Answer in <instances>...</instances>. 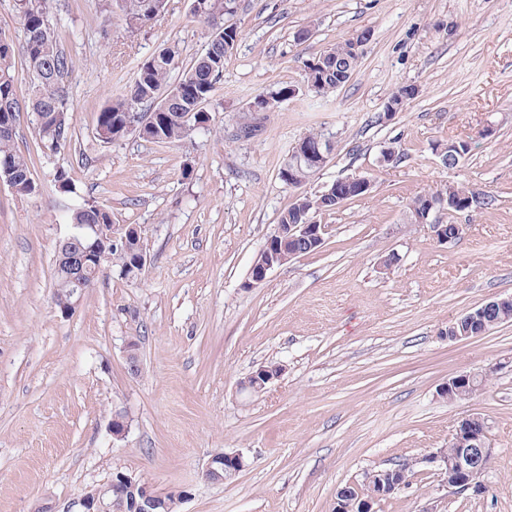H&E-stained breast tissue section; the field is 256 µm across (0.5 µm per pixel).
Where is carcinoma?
<instances>
[{
  "label": "carcinoma",
  "mask_w": 512,
  "mask_h": 512,
  "mask_svg": "<svg viewBox=\"0 0 512 512\" xmlns=\"http://www.w3.org/2000/svg\"><path fill=\"white\" fill-rule=\"evenodd\" d=\"M122 17L126 29L138 31L149 26L164 10L166 0H109ZM192 12L212 26V33L204 51L193 63L181 67V51L173 44L160 49L145 60L134 80L121 94L106 103L97 116V127L103 140L112 142L125 137L126 125L133 113L146 111L149 116L143 125L145 139L166 143L180 141L190 135L172 112H200L203 121H210L207 105L214 85L224 70V61L231 50L224 48V30L238 31L231 22L236 0H194ZM16 20L24 41L22 53L33 77L28 107L41 118L38 135L45 153L55 154L72 141L69 112L73 111L70 96L74 62L60 44L50 16L49 0H18ZM15 56L13 41L0 35V124L16 125L19 117V99L10 74ZM306 84L316 83V94L336 89V73L322 76L315 69L305 70ZM288 98V87L254 101L260 111L271 112L277 103ZM16 132L0 135V174L11 175L12 186L18 195H30L35 189L32 179V160L17 150ZM434 198L452 199L447 207L448 224H454L457 207L472 203L481 209L490 205L486 196L475 198V193L449 185L430 193ZM69 224H110L112 213L90 201L77 206L67 216Z\"/></svg>",
  "instance_id": "cac0c4a2"
}]
</instances>
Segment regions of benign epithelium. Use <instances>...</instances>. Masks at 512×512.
I'll return each instance as SVG.
<instances>
[{"label": "benign epithelium", "instance_id": "1", "mask_svg": "<svg viewBox=\"0 0 512 512\" xmlns=\"http://www.w3.org/2000/svg\"><path fill=\"white\" fill-rule=\"evenodd\" d=\"M370 33L362 32L349 39L346 57L347 66L358 63L362 47L369 41ZM330 151L327 140L315 143L299 142L288 160V184L291 187L301 185L295 176V170L304 167L312 170L323 168ZM355 188L358 193H366L372 187L368 178L360 175L346 176L336 179L321 192L325 202L332 208L340 207L346 202L349 188ZM327 228L316 223L309 215H304L300 224H279L273 235L268 238L260 252L258 260L250 269L248 284L256 286L263 283L268 273L276 267L287 264L297 256V252H285L282 243L294 242L302 244L310 250H318L324 243ZM82 236L86 246L79 249L73 247L77 236ZM136 242L132 264L120 270L121 276L135 280L144 270L148 255L143 245L140 230L132 224H74L70 233L61 241L56 256L55 268L67 273L72 283L70 295L72 302L62 310L68 314L75 309L86 290L88 278L102 272L109 253L115 248L125 247ZM512 307V297L494 298L466 311L458 318L461 331H453L451 340L469 339L482 336L489 331L488 317L497 312ZM500 365L495 363L480 370L469 371L448 379L439 392L452 400L469 399L487 389L486 379L495 375ZM285 368L280 365L266 367L264 365L252 371L239 383L240 390L251 396L260 395L267 391L268 385L281 377ZM452 437L455 438L456 448L448 453L444 448H438L425 454L420 462L426 463L439 473L448 474L445 487L448 490L472 495L483 493L484 486L481 477L486 472L493 458V448L488 441V424L484 417L478 414L462 418L456 425ZM245 466L243 457L239 454L218 452L211 456L205 477L214 482L228 481L234 478ZM404 486L398 471L376 472L377 491L370 497L359 500L360 512H374L373 506L380 498L386 497ZM135 498V512H157L161 507L163 496L156 493L147 483L132 474L117 471L109 483L93 492L86 494L82 500V512H110L112 499H120L127 494Z\"/></svg>", "mask_w": 512, "mask_h": 512}]
</instances>
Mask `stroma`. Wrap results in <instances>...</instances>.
<instances>
[{"instance_id":"1","label":"stroma","mask_w":512,"mask_h":512,"mask_svg":"<svg viewBox=\"0 0 512 512\" xmlns=\"http://www.w3.org/2000/svg\"><path fill=\"white\" fill-rule=\"evenodd\" d=\"M50 13L75 64L73 139L42 156L22 112L16 144L37 189L21 197L0 182V512H80L118 470L185 491L179 512H334L337 489L411 460L409 484L376 512H512V322L446 335L465 311L512 295V0H237L240 36L210 126L171 143L107 144L96 118L160 48L178 44L186 65L204 50L212 29L191 0H168L133 33L105 0H51ZM363 31L351 79L310 92L306 63ZM284 86L294 96L253 111ZM404 86L417 95L384 118ZM313 130L330 141L327 164L285 185L280 169ZM452 138L471 146L453 167L442 160ZM59 169L74 192L58 188ZM355 174L372 188L317 214L323 245L247 287L296 193ZM445 184L493 204L412 223L410 201ZM85 200L140 227L148 262L135 281L106 267L65 315L57 247ZM451 218L463 234L440 243L430 226ZM391 253L398 263L382 267ZM270 362L285 371L268 391L238 394ZM495 362L484 393L439 396L448 378ZM116 412L129 420L120 439ZM472 413L487 420L494 458L482 494L453 495L419 459ZM217 452L243 456L233 480L206 479Z\"/></svg>"}]
</instances>
